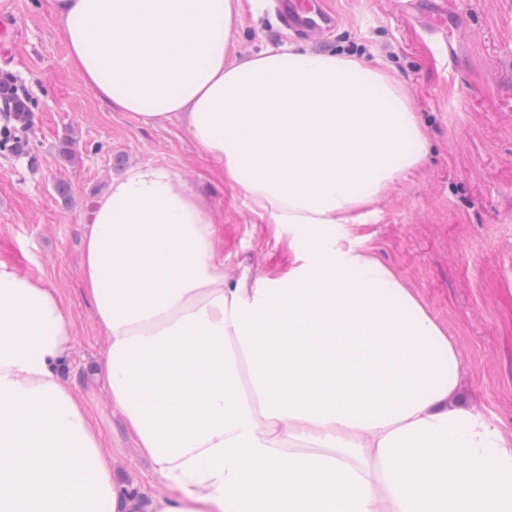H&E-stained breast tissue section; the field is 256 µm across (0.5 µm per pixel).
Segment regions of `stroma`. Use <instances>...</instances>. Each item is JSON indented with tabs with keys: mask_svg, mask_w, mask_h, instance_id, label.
<instances>
[{
	"mask_svg": "<svg viewBox=\"0 0 512 512\" xmlns=\"http://www.w3.org/2000/svg\"><path fill=\"white\" fill-rule=\"evenodd\" d=\"M425 2L449 12L451 26L433 27L404 0H324L340 22L314 45L284 26L276 0H243L234 50L313 46L382 62L405 88L428 153L355 232L447 329L473 405L512 428V0ZM0 70L37 102L29 156L0 151V262L58 290L75 328L62 378L87 398L105 448L130 477L149 481L152 462L126 439L93 370L105 345L80 256L97 200L130 167L170 168L222 217L225 269L255 279L285 276L296 259L288 243L302 236L262 220L179 120L146 127L103 103L72 66L49 0H0ZM60 181L68 196L57 193Z\"/></svg>",
	"mask_w": 512,
	"mask_h": 512,
	"instance_id": "1",
	"label": "stroma"
}]
</instances>
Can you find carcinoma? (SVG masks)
<instances>
[{
    "label": "carcinoma",
    "instance_id": "cac0c4a2",
    "mask_svg": "<svg viewBox=\"0 0 512 512\" xmlns=\"http://www.w3.org/2000/svg\"><path fill=\"white\" fill-rule=\"evenodd\" d=\"M0 112L6 121L0 128V149L14 156L27 154L28 141L20 137L17 130L29 124L32 100L18 79L8 71L0 73Z\"/></svg>",
    "mask_w": 512,
    "mask_h": 512
}]
</instances>
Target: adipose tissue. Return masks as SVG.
Masks as SVG:
<instances>
[{
	"label": "adipose tissue",
	"instance_id": "adipose-tissue-1",
	"mask_svg": "<svg viewBox=\"0 0 512 512\" xmlns=\"http://www.w3.org/2000/svg\"><path fill=\"white\" fill-rule=\"evenodd\" d=\"M50 3L105 104L177 118L307 247L271 285L226 273L220 215L162 166L97 201L81 253L96 372L151 485L60 377L74 326L57 290L0 262V512H512V430L470 405L454 340L354 232L426 149L397 78L288 44L236 57L242 0Z\"/></svg>",
	"mask_w": 512,
	"mask_h": 512
}]
</instances>
